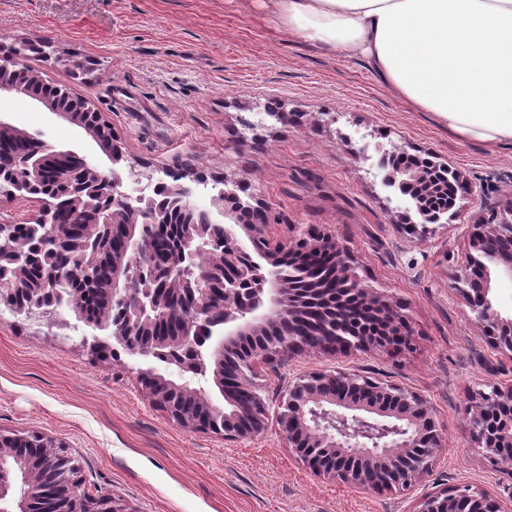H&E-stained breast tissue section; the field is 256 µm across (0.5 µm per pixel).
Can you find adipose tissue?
I'll return each instance as SVG.
<instances>
[{"label":"adipose tissue","mask_w":512,"mask_h":512,"mask_svg":"<svg viewBox=\"0 0 512 512\" xmlns=\"http://www.w3.org/2000/svg\"><path fill=\"white\" fill-rule=\"evenodd\" d=\"M288 30L366 59L464 141L512 145V0H270Z\"/></svg>","instance_id":"ef3b65f1"}]
</instances>
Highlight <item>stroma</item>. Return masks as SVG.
<instances>
[{
    "instance_id": "35a3bbf8",
    "label": "stroma",
    "mask_w": 512,
    "mask_h": 512,
    "mask_svg": "<svg viewBox=\"0 0 512 512\" xmlns=\"http://www.w3.org/2000/svg\"><path fill=\"white\" fill-rule=\"evenodd\" d=\"M51 44L96 63L85 82L37 55L47 83L93 104L124 158L113 163L85 130L16 95L0 96V121L118 172L179 175L190 200L209 205L244 183L276 234L336 235L353 272L407 315L410 350L305 351L277 370L256 366L269 403L252 440L192 430L143 391L142 361L92 353V331L69 307L0 320V434L38 433L79 466L80 491L121 499L130 512H413L422 492L469 486L500 501L512 475L474 448L464 409L489 383L512 381V359L491 344L459 298L476 217L512 212V147L463 141L427 112L392 95L366 60L288 32L267 0H0V42ZM284 112L287 122L275 120ZM431 155L459 171L472 194L430 232L396 214L406 197L384 186V154ZM310 372L366 377L418 392L433 406L444 446L417 488L373 494L315 475L288 448L276 416Z\"/></svg>"
}]
</instances>
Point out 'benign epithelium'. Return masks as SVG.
Wrapping results in <instances>:
<instances>
[{
  "label": "benign epithelium",
  "mask_w": 512,
  "mask_h": 512,
  "mask_svg": "<svg viewBox=\"0 0 512 512\" xmlns=\"http://www.w3.org/2000/svg\"><path fill=\"white\" fill-rule=\"evenodd\" d=\"M0 64V94L13 93L21 80L39 81L29 67L18 69L7 65L16 60L3 56ZM64 121L82 127L94 137L108 135L101 113L56 112ZM31 152L22 156L0 157V183H12L25 191L24 197L40 204L37 221L50 223L52 202L64 200L68 206L87 209L105 196L112 197V207L103 208L84 234L85 256L97 257L98 243L111 227L121 224L127 238L124 251L112 260V306L121 309L119 322L99 327L111 328L112 351L131 353L161 364L142 369L139 377L153 401L171 392L192 398L201 407L193 417H182L174 404H167L168 415L178 424L194 430H210L218 416L224 417V439L241 441L255 438L267 429L269 404L251 376H242L234 388L250 398L240 403L232 398L224 379L214 378L225 405L215 404L201 389L178 383L172 374L184 377L196 373L205 360H219L246 338V364L254 367L275 366L279 358L293 353L296 335L279 343L266 335L280 317H288V327L315 311L321 323L336 335V348L341 353L402 352L411 345L407 316L386 295L369 288L356 276L344 270L346 252L335 237L320 235L292 240L277 235L270 224H242L239 207L246 202L233 190L224 192L231 199L224 209L229 224H181L180 247L172 255L171 267L153 272L150 281L135 290L131 282L138 278L129 255L137 254L151 240L148 233L169 231L166 214L155 207V201L122 191L117 173L106 176L91 167L70 150H61L46 141L31 138ZM397 155L380 160L386 170L384 184L395 187L413 201V211L399 214L403 223L428 224L440 219L427 215V201L441 193L442 182L437 169L443 168L462 189L469 190L467 179L445 163L432 160L426 165L396 164ZM223 244L211 251V261L200 266L199 257L205 245ZM311 246L313 252H327L336 258V267L324 272L336 284L333 293L318 287V279L282 274V254L299 244ZM473 269L459 279L456 291L474 314L475 321L490 329L493 345L501 353L512 356V317L506 318L494 308L489 297L491 268H501L512 278V224L477 220L472 236ZM12 271L9 288L15 309L22 312L32 304L28 285L40 278L26 260L15 251L0 245V269ZM219 287L220 304L224 306V322H210L212 289ZM192 308L198 323L195 333L209 331L207 344L195 349L196 359L179 362L162 351L166 346L179 348L191 342V333L165 341L154 339L161 315L182 306ZM471 440L481 449L492 467L512 472V382L488 385V390L472 393L465 408ZM279 418L287 422L283 431L293 455L308 464L317 475L336 480L352 489L372 490L415 488L430 471L443 439L430 402L408 389L376 382L356 375H328L310 372L288 388L280 404ZM30 435L0 434V500L9 495L17 479L30 488H38L39 496H26L19 512H128L115 497L90 499L80 492L78 469L73 458L53 440L39 437L32 449L21 447ZM415 512H504L498 502L484 492L459 487L451 492H424L418 498Z\"/></svg>",
  "instance_id": "benign-epithelium-1"
}]
</instances>
